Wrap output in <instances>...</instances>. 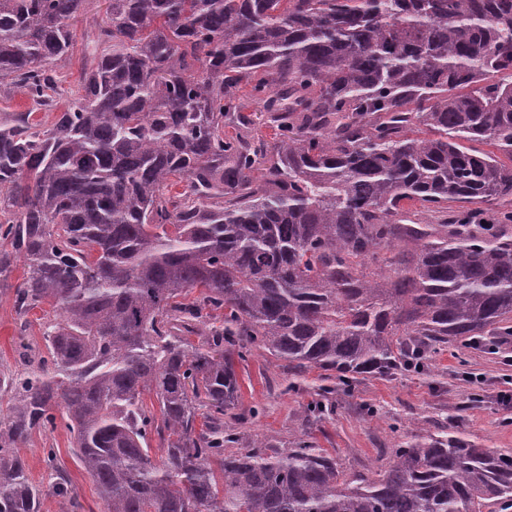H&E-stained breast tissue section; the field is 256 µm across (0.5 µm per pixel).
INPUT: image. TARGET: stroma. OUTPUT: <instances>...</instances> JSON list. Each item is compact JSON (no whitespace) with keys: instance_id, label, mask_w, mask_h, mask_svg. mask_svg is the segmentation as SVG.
<instances>
[{"instance_id":"1","label":"stroma","mask_w":512,"mask_h":512,"mask_svg":"<svg viewBox=\"0 0 512 512\" xmlns=\"http://www.w3.org/2000/svg\"><path fill=\"white\" fill-rule=\"evenodd\" d=\"M92 21V14H87L73 22L72 53L59 63L63 83L55 93L58 108L66 107L71 89L80 80ZM21 280L22 272L17 269L0 287V368H20L19 350L34 355L43 345L42 309L28 313L26 335L17 332L11 289ZM236 372L238 410L247 416L241 427L244 437L264 433L288 441L305 433L319 447L336 454L342 466L352 472L384 470L391 460L389 448L394 440L444 426L486 446L512 449V411L496 398L505 376L512 375V366L503 365L499 355L485 348L468 345L452 349L438 356L425 372L373 378L349 389H337L331 411L310 419L304 418L303 409L320 384L317 372L292 380L287 371L267 367L258 356L237 362ZM48 445L56 450L58 468L77 487L85 512H98L96 487L77 462L64 428L34 429L20 448L33 482L46 489L50 483L43 461Z\"/></svg>"}]
</instances>
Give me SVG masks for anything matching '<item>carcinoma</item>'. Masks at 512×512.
Here are the masks:
<instances>
[{"instance_id": "obj_1", "label": "carcinoma", "mask_w": 512, "mask_h": 512, "mask_svg": "<svg viewBox=\"0 0 512 512\" xmlns=\"http://www.w3.org/2000/svg\"><path fill=\"white\" fill-rule=\"evenodd\" d=\"M88 2L0 0V89L54 110ZM91 43L50 126L0 120V280L57 313L0 369V512H41L17 448L59 418L100 512L512 506V450L444 427L371 477L224 424L255 354L321 410L512 336V0H108Z\"/></svg>"}]
</instances>
